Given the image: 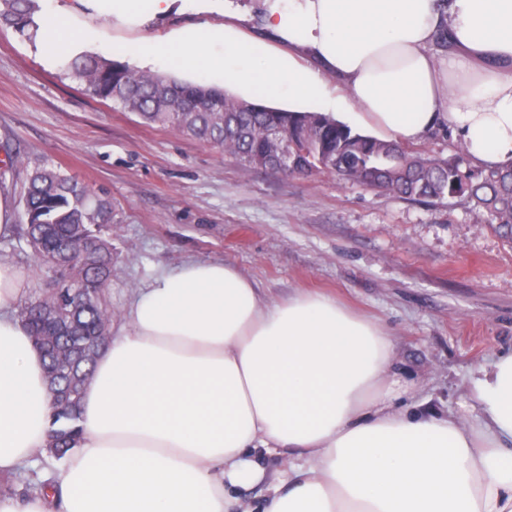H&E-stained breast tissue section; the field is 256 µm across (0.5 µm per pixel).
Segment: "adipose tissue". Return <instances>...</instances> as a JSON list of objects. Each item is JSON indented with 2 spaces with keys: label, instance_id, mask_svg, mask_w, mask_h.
<instances>
[{
  "label": "adipose tissue",
  "instance_id": "adipose-tissue-1",
  "mask_svg": "<svg viewBox=\"0 0 512 512\" xmlns=\"http://www.w3.org/2000/svg\"><path fill=\"white\" fill-rule=\"evenodd\" d=\"M38 3L27 34L48 67L97 51L380 139L447 128L473 161L512 164V0H260L256 34L237 0ZM26 294L0 260V473L50 425L44 359L17 315ZM393 359L392 335L335 298L272 301L217 261L162 270L100 352L53 501L4 495L0 512H512V350L477 367L473 426L403 403ZM261 483L260 509L233 495Z\"/></svg>",
  "mask_w": 512,
  "mask_h": 512
}]
</instances>
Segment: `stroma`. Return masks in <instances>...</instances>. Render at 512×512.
<instances>
[{
    "mask_svg": "<svg viewBox=\"0 0 512 512\" xmlns=\"http://www.w3.org/2000/svg\"><path fill=\"white\" fill-rule=\"evenodd\" d=\"M0 174L18 203L28 167L47 161L112 201V322L161 269L221 261L271 300L298 289L336 297L379 321L415 399L466 425L475 369L512 348V245L456 199H403L322 172L247 168L181 133L87 96L64 68L38 60L26 33L0 29ZM0 259L27 276L28 299L51 275L25 242L0 237ZM57 461L36 451L0 476V495L27 496Z\"/></svg>",
    "mask_w": 512,
    "mask_h": 512,
    "instance_id": "obj_1",
    "label": "stroma"
}]
</instances>
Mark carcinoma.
Wrapping results in <instances>:
<instances>
[{"instance_id":"1","label":"carcinoma","mask_w":512,"mask_h":512,"mask_svg":"<svg viewBox=\"0 0 512 512\" xmlns=\"http://www.w3.org/2000/svg\"><path fill=\"white\" fill-rule=\"evenodd\" d=\"M35 0H0V27L24 31ZM85 93L116 101L149 125L170 127L233 154L248 168L272 169L283 149L292 172H329L410 200L460 198L483 212L485 222L512 244V168L473 169L463 156L436 158L393 141L354 133L318 112H291L237 99L223 91L139 71L85 54L66 65ZM24 224L19 238L34 257L63 256L65 273L54 277L52 293L19 308L34 345L45 359L52 409L50 453L66 458L81 436L79 408L96 357L86 345L110 336L112 235L106 233L111 202L90 193L51 164L26 173L20 197ZM83 282L81 300L70 297L67 279Z\"/></svg>"}]
</instances>
